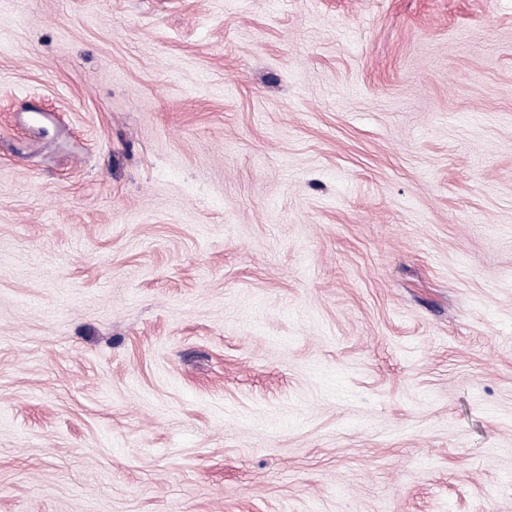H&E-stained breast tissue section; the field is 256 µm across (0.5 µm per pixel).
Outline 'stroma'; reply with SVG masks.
<instances>
[{"label":"stroma","instance_id":"35a3bbf8","mask_svg":"<svg viewBox=\"0 0 512 512\" xmlns=\"http://www.w3.org/2000/svg\"><path fill=\"white\" fill-rule=\"evenodd\" d=\"M0 512H512V0H0Z\"/></svg>","mask_w":512,"mask_h":512}]
</instances>
